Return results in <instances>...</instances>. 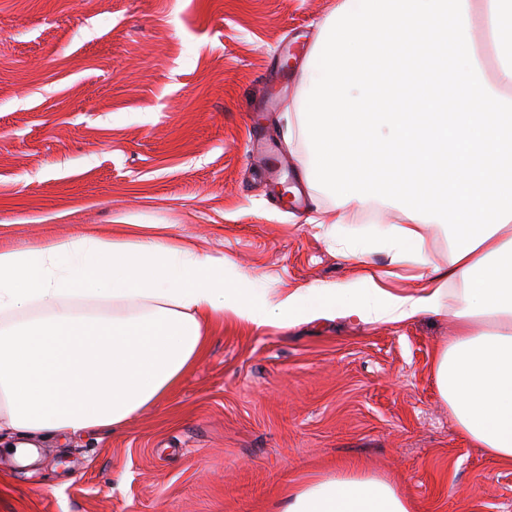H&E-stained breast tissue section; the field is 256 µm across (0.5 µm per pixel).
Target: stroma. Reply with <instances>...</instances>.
<instances>
[{
	"instance_id": "1",
	"label": "stroma",
	"mask_w": 512,
	"mask_h": 512,
	"mask_svg": "<svg viewBox=\"0 0 512 512\" xmlns=\"http://www.w3.org/2000/svg\"><path fill=\"white\" fill-rule=\"evenodd\" d=\"M339 0H0V245L119 223L226 260L270 292L353 280L296 207L285 115ZM455 299L401 323L339 315L286 329L214 321L172 395L118 432L0 436V512H276L340 469L416 512H512V463L459 432L434 362Z\"/></svg>"
}]
</instances>
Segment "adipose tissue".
<instances>
[{
	"mask_svg": "<svg viewBox=\"0 0 512 512\" xmlns=\"http://www.w3.org/2000/svg\"><path fill=\"white\" fill-rule=\"evenodd\" d=\"M289 127L302 180L339 200L327 236L389 204L404 221L350 244L355 282L270 295L223 261L143 234L0 247V432L120 429L195 364L214 320L286 328L343 314L405 322L457 289V334L435 386L460 431L512 462V0H341L302 71ZM448 230V262L424 227ZM386 254L368 269L364 257ZM414 291L397 290L404 268ZM111 303L108 314L77 303ZM281 512H414L389 482L340 473L291 489Z\"/></svg>",
	"mask_w": 512,
	"mask_h": 512,
	"instance_id": "obj_1",
	"label": "adipose tissue"
}]
</instances>
